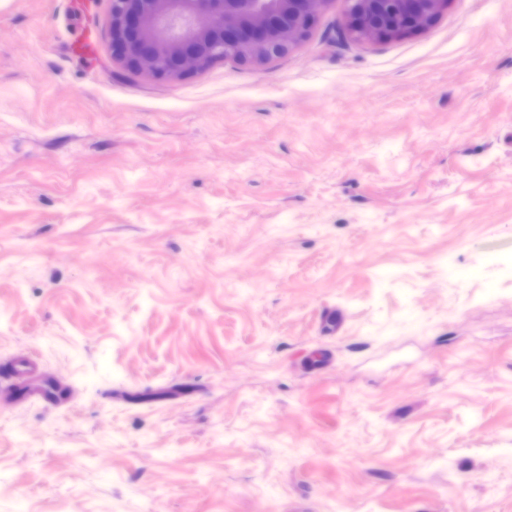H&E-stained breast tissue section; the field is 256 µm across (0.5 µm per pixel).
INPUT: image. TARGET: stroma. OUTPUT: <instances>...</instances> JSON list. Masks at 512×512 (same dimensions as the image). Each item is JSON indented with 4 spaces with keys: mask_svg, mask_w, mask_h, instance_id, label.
<instances>
[{
    "mask_svg": "<svg viewBox=\"0 0 512 512\" xmlns=\"http://www.w3.org/2000/svg\"><path fill=\"white\" fill-rule=\"evenodd\" d=\"M72 3L0 0V512H512V0L172 80Z\"/></svg>",
    "mask_w": 512,
    "mask_h": 512,
    "instance_id": "35a3bbf8",
    "label": "stroma"
}]
</instances>
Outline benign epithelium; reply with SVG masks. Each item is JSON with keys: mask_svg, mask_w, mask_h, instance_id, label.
<instances>
[{"mask_svg": "<svg viewBox=\"0 0 512 512\" xmlns=\"http://www.w3.org/2000/svg\"><path fill=\"white\" fill-rule=\"evenodd\" d=\"M319 0H111L112 54L157 78L175 79L233 58L288 53ZM359 40L401 39L433 22L450 0H344Z\"/></svg>", "mask_w": 512, "mask_h": 512, "instance_id": "1", "label": "benign epithelium"}]
</instances>
